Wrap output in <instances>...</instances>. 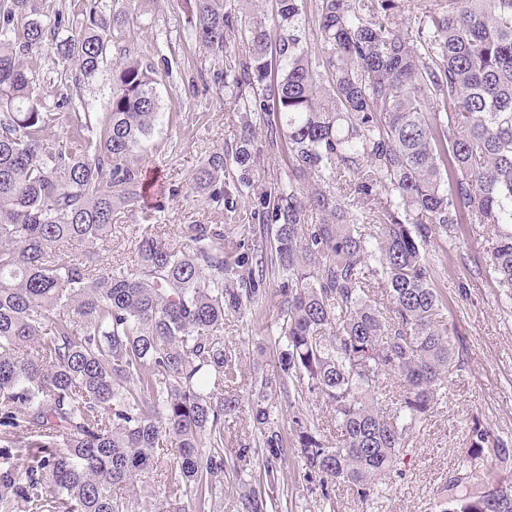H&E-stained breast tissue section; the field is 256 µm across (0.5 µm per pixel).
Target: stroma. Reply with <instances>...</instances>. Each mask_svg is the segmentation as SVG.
I'll list each match as a JSON object with an SVG mask.
<instances>
[{"mask_svg":"<svg viewBox=\"0 0 512 512\" xmlns=\"http://www.w3.org/2000/svg\"><path fill=\"white\" fill-rule=\"evenodd\" d=\"M127 3L137 22L115 31L110 59L119 61L128 50L150 59L158 69L164 120L136 150V163L149 184L144 205L156 206L157 211L147 223L142 205L116 209L104 261L133 265L136 238L131 228L142 222L148 233L170 241L176 240L179 225L221 224L230 232V251L254 248L259 237L242 240L231 232L233 225L250 223L252 198L239 197L237 210L229 212L192 188V176L210 151L234 148L240 118L230 91L211 81L205 49L190 36L189 0ZM481 250V237L466 224L449 228L447 237L427 248L448 327L464 349V368L401 452L382 493L364 499L346 486H336L338 512H442L445 480L466 465L472 418L480 417L495 435L512 440V301L490 277L469 273L466 257ZM278 313L279 295L272 289L262 304L224 322V342L235 349L239 368L232 389L239 408L224 423V453L233 456L243 443L256 450L246 474H225L221 512H243L241 485L264 470L267 453L257 445L251 386L254 378L278 369V352L270 342ZM279 467L280 512H321L318 480L305 473L296 452L282 458Z\"/></svg>","mask_w":512,"mask_h":512,"instance_id":"obj_1","label":"stroma"}]
</instances>
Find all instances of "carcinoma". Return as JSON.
Masks as SVG:
<instances>
[{
  "instance_id": "obj_1",
  "label": "carcinoma",
  "mask_w": 512,
  "mask_h": 512,
  "mask_svg": "<svg viewBox=\"0 0 512 512\" xmlns=\"http://www.w3.org/2000/svg\"><path fill=\"white\" fill-rule=\"evenodd\" d=\"M252 3L193 0L195 40L241 112L235 149L210 152L193 183L232 209L228 167L248 185L257 156L285 148L286 179L254 205L270 237L228 257L222 224H182L176 244L144 232L128 268L98 258L117 206L145 194L132 157L162 116L156 67L111 65L106 112L83 94L109 66L125 0H0V512H135L127 491L158 466L154 512H219L225 472L251 452L224 457L239 408L224 396L238 377L224 319L265 299L271 272L280 373L251 393L269 493L250 489L245 508L275 507L289 444L336 512L330 489L380 491L464 367L424 247L458 224L496 227L469 272L512 300V0H436L412 17L409 0H272V27ZM235 31L248 55L223 68ZM47 46L50 103L25 66ZM59 124L64 142L48 135ZM383 373L404 386L389 404ZM289 387L286 439L272 394ZM313 398L334 443L300 410ZM470 432L448 512H512V442L478 419Z\"/></svg>"
}]
</instances>
